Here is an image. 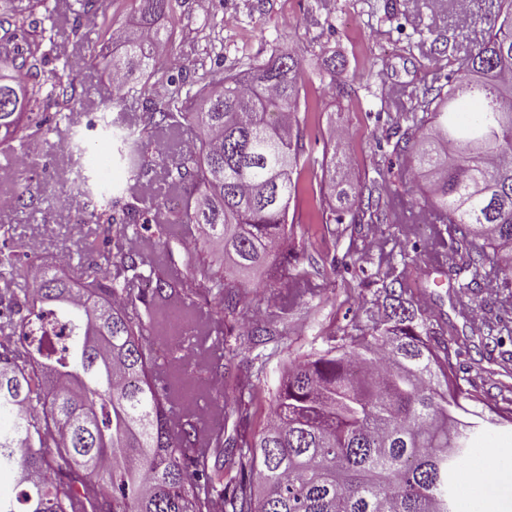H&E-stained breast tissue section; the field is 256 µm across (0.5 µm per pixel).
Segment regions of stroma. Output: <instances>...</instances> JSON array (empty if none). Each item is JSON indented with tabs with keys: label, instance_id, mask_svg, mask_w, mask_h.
I'll return each instance as SVG.
<instances>
[{
	"label": "stroma",
	"instance_id": "obj_1",
	"mask_svg": "<svg viewBox=\"0 0 512 512\" xmlns=\"http://www.w3.org/2000/svg\"><path fill=\"white\" fill-rule=\"evenodd\" d=\"M491 11V0H468L464 14L459 13L457 0H388L375 12L367 0H207L203 9L198 0H181L180 7L163 20L173 36L161 42L156 65L180 70L183 78L190 80L204 69L217 74L244 73L267 61L273 49L299 48L304 56L308 141L315 155L338 145L353 156L361 181L382 172L390 196L402 197L419 210L424 202L407 173L409 161L393 154L388 141L390 113L408 109L411 102L393 103L392 89L421 83L432 66L433 49L446 44L461 55L472 48L475 36L487 28ZM106 18V24L83 27L79 49L66 53L60 46L72 40L71 26L52 18L57 44L53 54L74 68L81 92L75 109L82 121L72 125L57 115L54 105H45L44 111L52 119L48 142L38 143L31 151L27 169L10 166L0 171V224L12 225L16 235L43 244L38 259L19 280L23 288L31 285L41 267L54 262L59 252L69 254L74 273L87 269L93 259L87 244L95 236V226L88 221L86 197L78 196L76 207L61 210L55 205L59 195L71 194L82 183L90 192L108 198L130 194L131 181L115 137L135 127L138 104L131 98L113 103L111 78L88 63L92 46L135 22L130 0H106ZM331 58L343 61L338 78L357 90L362 109L334 100L313 84L317 70ZM190 138V132L171 131L162 140L165 154H157L155 146L147 148L149 189L141 201L151 219L159 217L157 200L171 192L166 171L182 155ZM29 190L36 191L37 202L26 211L16 210L13 198ZM327 191V185L317 181L312 192L301 194V221L290 225L280 248L281 253L298 256L308 273L305 286L274 280L262 267L236 275L247 293L243 307L250 317L265 319L284 309L288 312L286 324L257 346L236 337L229 323L212 324L214 336L223 342L216 360L224 365L225 435L233 433L239 378L257 377L252 428L261 430L290 362L309 351L315 334L351 328L358 301L371 297L370 282L382 273L377 265L380 255L393 253L395 259L417 268L415 300L434 315L454 316L450 299L457 281L454 270L439 275L423 263L429 246L427 225L412 232L403 223L375 229L322 223L313 198ZM163 231L171 237L172 252L159 254L157 261L169 264L175 275L185 276L194 259L185 249L189 242L196 243L216 267H223V252L206 244L198 225L168 224L160 231H140L139 236L155 242ZM507 459L512 460V434L473 438L469 476L453 489L455 512H473L475 475L493 470Z\"/></svg>",
	"mask_w": 512,
	"mask_h": 512
}]
</instances>
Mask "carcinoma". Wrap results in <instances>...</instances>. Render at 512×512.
<instances>
[{
	"label": "carcinoma",
	"instance_id": "cac0c4a2",
	"mask_svg": "<svg viewBox=\"0 0 512 512\" xmlns=\"http://www.w3.org/2000/svg\"><path fill=\"white\" fill-rule=\"evenodd\" d=\"M8 28L0 36V153L17 158L50 128L45 100L68 107L77 97L69 64L45 71L54 28L30 19L53 12L50 0H9ZM175 0H133L138 19L123 54L103 45L91 64L112 78L113 98L141 102L137 132L119 136V152L144 177V147L156 130L200 133L168 178L181 204L170 222L198 224L224 259L250 269L274 259L286 278L301 279L289 255L278 252L288 236L291 204L301 180L315 178L324 161L306 153L307 118L299 116L302 62L293 49L277 50L245 77L228 73L213 86L178 81L156 107L147 84L128 86L137 71L156 74L158 21ZM105 0H79L72 32ZM415 88V104L393 119V150L411 155L410 175L424 180L429 210L448 237L450 264L471 279L455 297L470 302L465 321L483 315L480 354L508 369L512 351V0H496L476 50L449 60ZM332 58L317 73L332 96L357 100L336 79ZM339 193L317 200L324 224H388L384 183L372 181L354 207L336 205L355 188V167L338 162ZM133 196L90 213L97 241H119L149 223ZM100 263L73 280L46 266L30 288H7L11 317L0 323V468L23 487L18 504L0 500V512H453L450 486L477 434L512 429V397L493 395L485 382L460 375L461 352L452 329L414 304L406 270L392 269L376 289L378 303L362 308L352 331L320 337L289 365L277 388L271 418L258 434L241 381L232 441L214 433L212 448L196 449L197 423L174 422L171 393L153 373L158 353L148 339L147 301L123 297L143 277L133 252L93 247ZM498 278L492 304L479 302ZM161 299L209 298L220 320L236 317L237 283L205 263L188 277L168 267L150 269ZM235 458L236 473L223 458Z\"/></svg>",
	"mask_w": 512,
	"mask_h": 512
}]
</instances>
